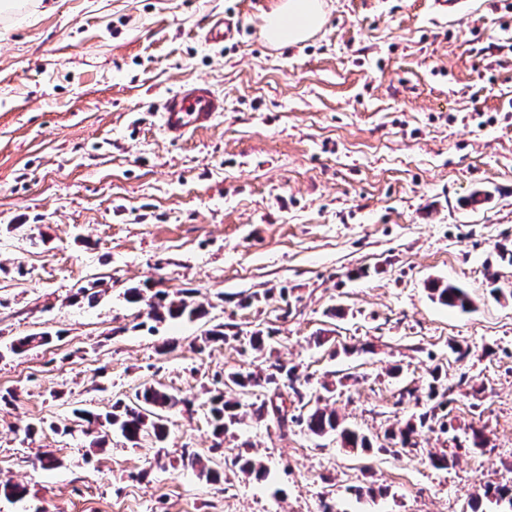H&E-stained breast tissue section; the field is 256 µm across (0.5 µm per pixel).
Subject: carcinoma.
<instances>
[{
    "mask_svg": "<svg viewBox=\"0 0 512 512\" xmlns=\"http://www.w3.org/2000/svg\"><path fill=\"white\" fill-rule=\"evenodd\" d=\"M428 290L433 298L450 308L466 311L472 305L467 291L454 284L431 281L428 284ZM148 306L152 318L159 322L182 318L191 320L206 314L203 306L196 305L190 300L188 290L183 291L181 296L173 298L167 292L158 290L150 296ZM272 339L271 333L257 330L249 336V346L253 351L263 353L268 349ZM298 381L299 376L296 375L295 368L287 367L274 360L269 362L260 380L253 372L240 369L225 375L221 384L232 383L239 388L243 397L247 398L254 394V387L261 382L264 383L266 393L260 402L253 403L254 413L260 418L276 419L278 429L284 434L288 432V424L299 423L305 425L307 431L315 437L336 436L343 447L353 451L370 449L366 436L356 428L340 421L335 411L321 404L323 397L319 396L313 402L303 401V395L297 385ZM287 390L291 391L293 397L301 403V412L297 415L288 413L285 398ZM178 403L179 399L162 386L145 384L135 393L133 402L129 404L118 402L112 406V412L105 415V421L134 445L146 438L154 443H161L168 435L167 412ZM241 406L242 402L238 399H225L222 390L210 396L207 415L215 438H223L224 433L239 422ZM436 426L442 430L447 429L445 416H439L431 410L420 414L418 422H408L398 432L391 433L390 437L393 440L399 439L403 448L412 447L414 446L412 435L416 433L417 428L432 430ZM232 463L244 474H253L258 479L265 475L263 465L247 453H237ZM485 500L499 507L498 512H512L511 489L505 490L492 485L481 486V492L472 497L475 504L472 512H479V506Z\"/></svg>",
    "mask_w": 512,
    "mask_h": 512,
    "instance_id": "1",
    "label": "carcinoma"
}]
</instances>
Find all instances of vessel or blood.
<instances>
[{
  "label": "vessel or blood",
  "instance_id": "1",
  "mask_svg": "<svg viewBox=\"0 0 512 512\" xmlns=\"http://www.w3.org/2000/svg\"><path fill=\"white\" fill-rule=\"evenodd\" d=\"M235 31L231 20L215 16L206 24L204 40L207 45L219 48L233 37ZM223 109V96L208 83L193 80L164 95L159 107V121L168 136L178 139L210 127Z\"/></svg>",
  "mask_w": 512,
  "mask_h": 512
}]
</instances>
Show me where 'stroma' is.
I'll return each instance as SVG.
<instances>
[{
    "label": "stroma",
    "instance_id": "1",
    "mask_svg": "<svg viewBox=\"0 0 512 512\" xmlns=\"http://www.w3.org/2000/svg\"><path fill=\"white\" fill-rule=\"evenodd\" d=\"M279 2L41 0L0 20V486L27 489L0 512H471L475 485L512 486V0H324L317 33L275 46ZM224 14L238 32L210 47ZM191 80L224 110L174 141L156 104ZM432 280L472 309L432 300ZM147 284L191 290L206 315L155 321L124 296ZM218 324L229 341L194 352ZM258 329L304 396L334 383L330 407L372 449L245 406L213 451L205 389L261 371ZM435 367L448 428L393 452L387 430L436 404ZM147 382L181 400L163 447L65 433L74 409ZM242 450L265 481L229 465ZM236 26L223 16H214L207 21L204 40L213 48H220L234 36ZM428 290L431 292V296L434 299H437L441 304L450 308L467 311L472 305L471 298L467 291L454 284L431 281L428 284Z\"/></svg>",
    "mask_w": 512,
    "mask_h": 512
}]
</instances>
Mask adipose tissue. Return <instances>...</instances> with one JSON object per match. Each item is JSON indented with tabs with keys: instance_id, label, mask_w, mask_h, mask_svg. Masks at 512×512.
<instances>
[{
	"instance_id": "ef3b65f1",
	"label": "adipose tissue",
	"mask_w": 512,
	"mask_h": 512,
	"mask_svg": "<svg viewBox=\"0 0 512 512\" xmlns=\"http://www.w3.org/2000/svg\"><path fill=\"white\" fill-rule=\"evenodd\" d=\"M325 19L321 0H283L268 14L265 39L276 45L293 44L308 38Z\"/></svg>"
}]
</instances>
